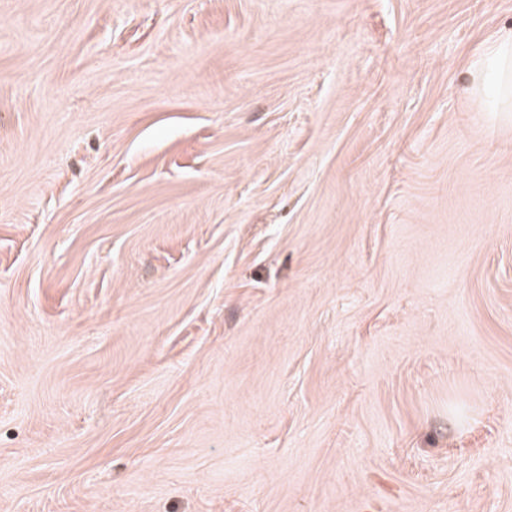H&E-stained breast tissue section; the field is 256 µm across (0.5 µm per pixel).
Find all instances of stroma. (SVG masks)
<instances>
[{"label":"stroma","instance_id":"35a3bbf8","mask_svg":"<svg viewBox=\"0 0 512 512\" xmlns=\"http://www.w3.org/2000/svg\"><path fill=\"white\" fill-rule=\"evenodd\" d=\"M512 0H0V512H512ZM484 58L497 68L503 80V89L506 95L512 90V33L499 37L485 48Z\"/></svg>","mask_w":512,"mask_h":512}]
</instances>
